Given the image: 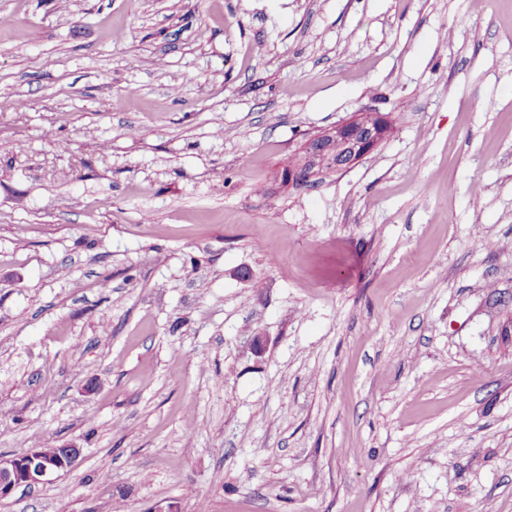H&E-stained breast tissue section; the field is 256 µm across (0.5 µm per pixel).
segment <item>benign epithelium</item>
I'll return each mask as SVG.
<instances>
[{
  "label": "benign epithelium",
  "instance_id": "benign-epithelium-1",
  "mask_svg": "<svg viewBox=\"0 0 512 512\" xmlns=\"http://www.w3.org/2000/svg\"><path fill=\"white\" fill-rule=\"evenodd\" d=\"M378 117L374 124L358 114L306 139L301 164L308 178L324 171H345L371 154L390 135L387 116L380 113ZM80 456V448L66 446L51 455L44 448H35L10 460L0 459V498L19 486L50 481L51 476L75 467Z\"/></svg>",
  "mask_w": 512,
  "mask_h": 512
}]
</instances>
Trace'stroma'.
<instances>
[{"label":"stroma","instance_id":"stroma-1","mask_svg":"<svg viewBox=\"0 0 512 512\" xmlns=\"http://www.w3.org/2000/svg\"><path fill=\"white\" fill-rule=\"evenodd\" d=\"M1 16L0 512H512V0ZM363 112L379 113V122L366 121ZM359 113L306 139L301 165L307 169V180L324 171L337 173L352 168L389 138L390 120L386 115L371 108ZM80 456L81 448L66 446L51 455L45 448H35L10 460L0 459V498L9 496L19 486L45 483L58 472L71 470Z\"/></svg>","mask_w":512,"mask_h":512}]
</instances>
